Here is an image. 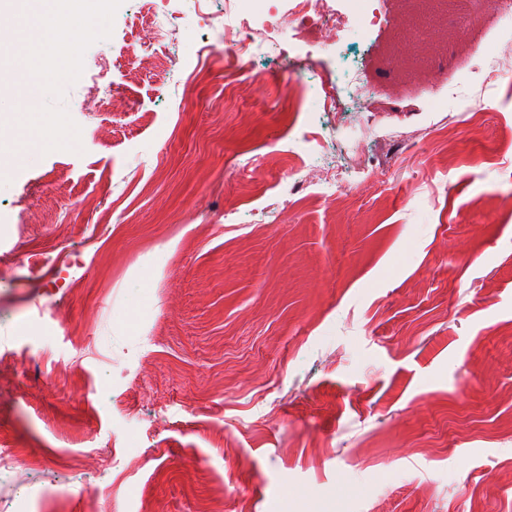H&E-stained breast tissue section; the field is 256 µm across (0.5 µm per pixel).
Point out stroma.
Instances as JSON below:
<instances>
[{
    "mask_svg": "<svg viewBox=\"0 0 512 512\" xmlns=\"http://www.w3.org/2000/svg\"><path fill=\"white\" fill-rule=\"evenodd\" d=\"M446 2L349 22L370 100L292 127L327 49L243 68L224 0H123L56 102L81 152L0 177V512H512V81L475 67L512 24ZM105 58L126 111L85 109ZM214 57L215 52L211 56H208L204 59L203 54L201 55L200 60L197 61L195 68L192 70L190 76L184 83L182 90L183 97L191 96L195 90L196 85L211 75L213 70Z\"/></svg>",
    "mask_w": 512,
    "mask_h": 512,
    "instance_id": "35a3bbf8",
    "label": "stroma"
}]
</instances>
